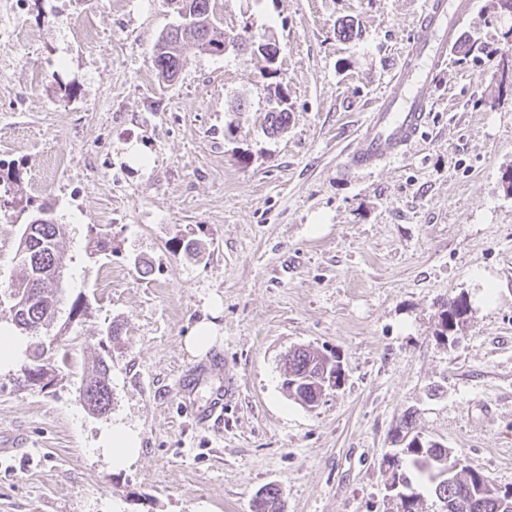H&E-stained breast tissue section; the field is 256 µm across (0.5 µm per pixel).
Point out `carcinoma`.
Here are the masks:
<instances>
[{"label":"carcinoma","mask_w":512,"mask_h":512,"mask_svg":"<svg viewBox=\"0 0 512 512\" xmlns=\"http://www.w3.org/2000/svg\"><path fill=\"white\" fill-rule=\"evenodd\" d=\"M184 9L191 20L202 25L196 35H186L178 28L169 30L157 45L154 64L159 74L166 80H173L183 67L182 49L187 43H202L217 52L224 44V32L218 30L215 16V0H184ZM267 132L275 135L288 125V109L268 113ZM32 229L26 243H35V250L28 259L20 261L22 277L9 291L11 307L17 309L14 323L17 328L28 333L43 326L55 314L61 301L62 290L51 268L61 256L59 239L63 225L54 219L44 224L25 225ZM48 353L43 344L35 347L32 362L22 370L24 381H32L31 373L43 370L42 356ZM319 351L300 346L288 351L284 358L285 379L283 386L288 397L314 399L316 379L319 372ZM82 397L88 409L94 414L109 410L112 402L110 366L103 357L98 358L91 372L82 383ZM415 442H406L399 450V458L394 463L390 478L400 480L406 487L410 506L404 512H423L420 501L413 494L414 485L409 472H414L428 483L432 497L447 502L450 512H512L502 506L509 492L501 491L487 477L473 471L468 466H457L459 456L445 445L417 435ZM263 493L255 495L252 512H281L282 493L276 486L262 487Z\"/></svg>","instance_id":"carcinoma-1"}]
</instances>
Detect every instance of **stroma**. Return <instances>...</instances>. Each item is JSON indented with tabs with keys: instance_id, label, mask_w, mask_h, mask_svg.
Listing matches in <instances>:
<instances>
[{
	"instance_id": "35a3bbf8",
	"label": "stroma",
	"mask_w": 512,
	"mask_h": 512,
	"mask_svg": "<svg viewBox=\"0 0 512 512\" xmlns=\"http://www.w3.org/2000/svg\"><path fill=\"white\" fill-rule=\"evenodd\" d=\"M424 2L216 0L226 33L278 43L277 79L190 45L167 81L152 56L179 21L170 0H0L15 32L0 46V323L22 226L49 206L64 299L39 338L69 356L45 361L47 387L0 374V438H27L0 457V512H251L267 484L282 512H391L381 462L405 416L512 490V13L476 0L401 158L346 159ZM278 83L290 118L270 137ZM100 234L111 252L94 253ZM189 239L202 259L178 251ZM459 296L453 344L437 328ZM216 298L222 337L193 357L183 338ZM298 345L344 369L312 409L282 388ZM101 357L112 406L97 416L80 386ZM228 364L239 393L199 422ZM115 421L142 436L119 471L97 446Z\"/></svg>"
}]
</instances>
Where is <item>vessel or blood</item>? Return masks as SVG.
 Listing matches in <instances>:
<instances>
[{"instance_id": "1", "label": "vessel or blood", "mask_w": 512, "mask_h": 512, "mask_svg": "<svg viewBox=\"0 0 512 512\" xmlns=\"http://www.w3.org/2000/svg\"><path fill=\"white\" fill-rule=\"evenodd\" d=\"M473 4L474 0H426L397 72L370 112L356 147L347 155L350 166L371 168L399 157L418 138L434 106L439 72L447 64L448 52ZM238 390L237 378L225 373L224 385L207 403L203 419L223 417L225 406Z\"/></svg>"}]
</instances>
